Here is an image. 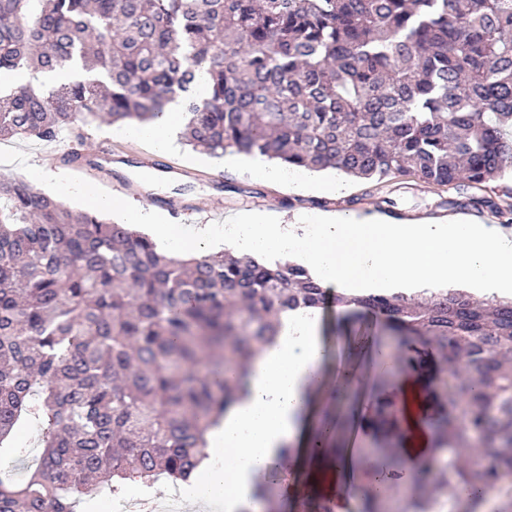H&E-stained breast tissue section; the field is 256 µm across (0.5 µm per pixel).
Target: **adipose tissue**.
Listing matches in <instances>:
<instances>
[{
    "label": "adipose tissue",
    "mask_w": 512,
    "mask_h": 512,
    "mask_svg": "<svg viewBox=\"0 0 512 512\" xmlns=\"http://www.w3.org/2000/svg\"><path fill=\"white\" fill-rule=\"evenodd\" d=\"M182 105L168 104L152 121L118 128L164 151L173 142ZM136 222L150 225L162 251L173 257L204 256L223 234L215 225L168 224L153 212ZM234 250L256 257L293 256L324 287L359 294L410 288H464L486 300L512 299V234L494 224H475L456 217L434 224H387L373 216L318 214L312 223L275 224L262 214L238 221ZM280 333L249 362L248 392L231 401L206 448L227 468L210 469L194 512L220 500L225 512H261L256 487L281 463L303 473L306 465L323 470L319 488L333 512H350L367 481L369 466L355 449L325 453L333 432L328 421L315 419L317 396L324 384L329 353L320 334L321 314L279 316ZM396 412L393 430L400 433L401 455L409 464L435 452L434 437L424 425L430 410L427 382L403 375L392 389Z\"/></svg>",
    "instance_id": "obj_1"
}]
</instances>
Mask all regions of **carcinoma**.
<instances>
[{
    "label": "carcinoma",
    "mask_w": 512,
    "mask_h": 512,
    "mask_svg": "<svg viewBox=\"0 0 512 512\" xmlns=\"http://www.w3.org/2000/svg\"><path fill=\"white\" fill-rule=\"evenodd\" d=\"M75 77L55 86L47 73ZM209 96L191 97L199 77ZM188 101L185 141L384 183L465 186L512 175V0H0V137L51 143L97 118L147 122ZM296 263L164 256L146 235L0 177V450L31 418L43 453L0 512H76L123 482L198 477L206 434L244 388L278 315L323 307ZM442 352L458 409L401 499L466 512L512 479V301L334 296Z\"/></svg>",
    "instance_id": "obj_1"
}]
</instances>
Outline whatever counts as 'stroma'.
Masks as SVG:
<instances>
[{"label": "stroma", "instance_id": "obj_1", "mask_svg": "<svg viewBox=\"0 0 512 512\" xmlns=\"http://www.w3.org/2000/svg\"><path fill=\"white\" fill-rule=\"evenodd\" d=\"M85 143L89 148L111 146L113 163L93 174H78L64 169L65 187L56 189L54 198L74 210H86L78 190L89 187L106 196L115 183L127 184L130 192L143 193L157 201L155 209L170 224L191 221L194 224L224 226L238 215L269 212L287 224L310 220L320 212H344L374 215L389 221L405 218L409 223L435 222L462 214L487 224L512 229V217L495 210L476 207L475 199H497L501 185L488 182L464 190L455 187H437L415 176H398L382 186L369 180L338 174L342 186L340 194L314 196L275 179H261L240 169L225 167L223 159L197 155L190 147L174 143L171 150L158 152L160 167L176 166L185 169L186 177L164 178L162 184L147 182L148 170L141 164L143 153L150 147L135 137L113 136L109 123L97 120L84 128ZM66 144L65 139L53 143L34 139L0 141V176L28 178L30 172L54 160ZM222 174L223 183H215V174ZM324 338L332 345L337 358L330 361L324 372L335 376L337 370L349 369L361 379L360 385L348 391H328L324 404L326 413L336 419L332 441L340 448H355L373 443L377 434L373 429L354 423L353 414L374 397L377 375L366 352H354V345L366 344L381 329L370 319L341 324L335 312L327 310L321 324ZM18 452L0 453V469L9 471L14 482H24L36 467L42 453L41 427L32 423L11 437Z\"/></svg>", "mask_w": 512, "mask_h": 512}]
</instances>
